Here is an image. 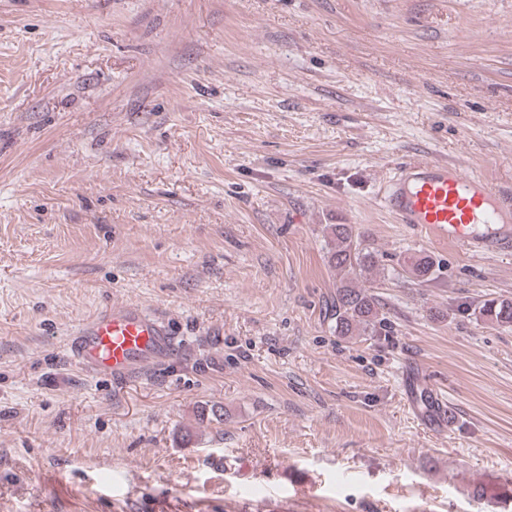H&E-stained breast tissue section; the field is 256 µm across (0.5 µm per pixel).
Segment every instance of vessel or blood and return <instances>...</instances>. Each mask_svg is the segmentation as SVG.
<instances>
[{
  "instance_id": "vessel-or-blood-1",
  "label": "vessel or blood",
  "mask_w": 512,
  "mask_h": 512,
  "mask_svg": "<svg viewBox=\"0 0 512 512\" xmlns=\"http://www.w3.org/2000/svg\"><path fill=\"white\" fill-rule=\"evenodd\" d=\"M383 207L399 223L475 253L512 252V191L441 161L405 164L382 189ZM85 369L127 378L173 359L167 324L139 305L106 307L85 319L68 341Z\"/></svg>"
}]
</instances>
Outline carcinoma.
Instances as JSON below:
<instances>
[{"instance_id": "1", "label": "carcinoma", "mask_w": 512, "mask_h": 512, "mask_svg": "<svg viewBox=\"0 0 512 512\" xmlns=\"http://www.w3.org/2000/svg\"><path fill=\"white\" fill-rule=\"evenodd\" d=\"M328 263L339 276L336 288L335 330L344 337L358 336L380 323L382 307L376 295L359 286L379 265V254L361 239L351 224H329ZM402 271L422 282L435 278L434 260L411 255L399 263ZM481 319L512 326V300L493 299L478 307Z\"/></svg>"}]
</instances>
